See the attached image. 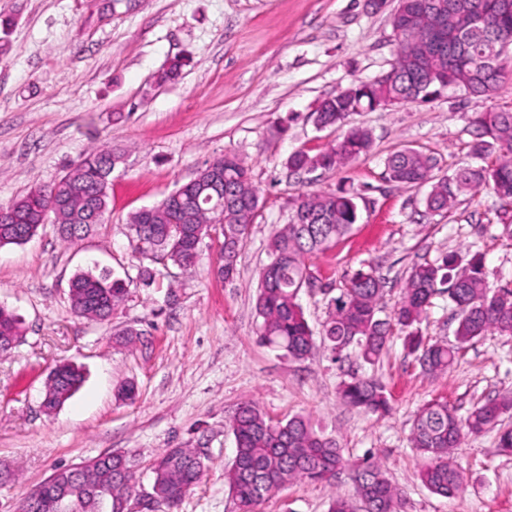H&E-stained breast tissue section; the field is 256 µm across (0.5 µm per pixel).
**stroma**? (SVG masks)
Instances as JSON below:
<instances>
[{
    "instance_id": "35a3bbf8",
    "label": "stroma",
    "mask_w": 512,
    "mask_h": 512,
    "mask_svg": "<svg viewBox=\"0 0 512 512\" xmlns=\"http://www.w3.org/2000/svg\"><path fill=\"white\" fill-rule=\"evenodd\" d=\"M396 0H0V205L53 182L87 151L118 156L102 224L74 243L46 225L29 242L0 248V306L20 318L22 336L0 354V512L56 469L101 453L137 461L139 489L156 454L195 448L206 471L178 512H241L224 474L235 453L229 418L243 403L281 421L301 414L338 440L345 457L379 456L403 494L401 512H512V453L490 430L454 451L463 489L453 497L422 483L412 448L414 415L441 399L466 412L512 393V337L490 333L468 347L448 374L425 375L400 336L380 362L335 355L316 343L298 361L259 343V272L276 226L304 192L345 187L360 218L336 245L311 257L316 287L299 296L320 331L345 275L370 267L384 279L393 310L411 268L454 252L480 253L488 284L512 286V240L488 189L460 194L443 214L427 213L424 189L385 178L384 161L411 147L437 158L440 174L469 163L476 113L512 106V72L497 97L444 91L425 103L354 113L373 148L337 172H293L294 151L316 154L340 139L317 128L323 98L386 71L394 57ZM187 64L157 83L170 58ZM233 152L251 172L260 208L233 278L217 276L221 240L201 246L196 266L137 258L129 246L131 213L159 202L214 158ZM128 279L125 302L109 321L77 317L72 276L87 266ZM154 269L143 285L141 267ZM132 329L133 343L118 340ZM82 368L78 392L57 413L41 407L44 382L59 364ZM379 379L391 410L370 415L345 405L338 388L352 374ZM136 388L134 400L117 396ZM350 483L294 482L253 512H329Z\"/></svg>"
}]
</instances>
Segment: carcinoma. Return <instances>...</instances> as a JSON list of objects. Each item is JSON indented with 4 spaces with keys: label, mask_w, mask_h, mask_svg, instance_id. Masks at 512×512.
I'll return each mask as SVG.
<instances>
[{
    "label": "carcinoma",
    "mask_w": 512,
    "mask_h": 512,
    "mask_svg": "<svg viewBox=\"0 0 512 512\" xmlns=\"http://www.w3.org/2000/svg\"><path fill=\"white\" fill-rule=\"evenodd\" d=\"M395 57L390 74L353 84L323 99L315 111L321 127L342 126L357 110H375L397 103L423 101L437 84H426L420 72L429 68L448 72L449 88L475 96L493 97L503 79V41H512V13L499 10L497 0H398L392 21ZM470 153L492 162L463 167L436 176L437 158L414 148H402L386 158L385 176L399 185H430L426 210L449 211L464 190H492L499 202L501 224L512 238V108L495 107L472 122ZM372 136L362 126L347 129L326 150L311 155L297 151L288 156L294 172L338 171L370 153ZM114 160L105 148L91 151L71 165L56 181L37 187L6 205L16 221L0 223V246L22 244V232L36 234L50 218L57 233L72 242L101 223L108 210L110 178L105 166ZM219 169L221 196L200 182L188 181L148 211L130 217L132 251L161 253L173 264L192 269L203 239L214 232L224 237L220 275L233 277L237 258L254 222L260 196L248 169L237 156L213 160ZM223 205L224 220L213 207ZM358 221L355 196L346 190L302 193L293 203L288 223L275 229L268 245V263L262 268L256 298L261 318L259 342L302 360L315 346L313 332L298 302L300 293L314 286L308 257L324 252L347 235ZM446 294L456 311L455 341L423 336L421 324L432 300ZM383 283L373 269H359L345 281L333 310L322 325V341L341 354L351 345L365 363L380 360L395 331L404 334V347L422 371L432 377L447 373L460 353L488 332L512 336V288L496 291L487 285L481 256L464 259L445 254L412 267L401 298L384 313ZM72 310L90 321L107 320L127 297V284L119 278L77 273L70 284ZM20 336L19 319L0 307V340ZM81 370L69 363L48 375L42 403L63 405L80 388ZM339 398L365 413L385 415L390 403L377 379L355 375L343 382ZM512 396L494 397L476 405L464 417L440 400L423 404L410 433L412 447L425 459L421 481L433 493L451 497L462 488L461 472L452 462L455 448L470 436L497 429L498 447L512 452ZM235 438V457L225 481L242 512L293 481L329 486L344 475L352 483L351 498L338 497L329 512H398L401 491L387 478L381 461L372 454L350 462L338 441L317 433L309 420L295 415L272 422L253 403L237 408L228 422ZM135 460L131 456L100 454L90 460L84 481L71 477L68 468L54 471L55 484L40 498H25V512H117L124 499L136 492ZM205 464L193 448H168L153 465V495L160 512H177L187 493L200 481Z\"/></svg>",
    "instance_id": "carcinoma-1"
}]
</instances>
